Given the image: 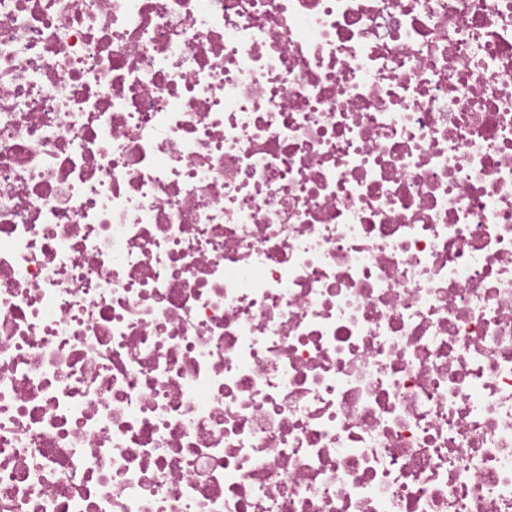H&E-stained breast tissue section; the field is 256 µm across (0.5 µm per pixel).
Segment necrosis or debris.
I'll use <instances>...</instances> for the list:
<instances>
[{
  "label": "necrosis or debris",
  "mask_w": 512,
  "mask_h": 512,
  "mask_svg": "<svg viewBox=\"0 0 512 512\" xmlns=\"http://www.w3.org/2000/svg\"><path fill=\"white\" fill-rule=\"evenodd\" d=\"M0 512H512V0H0Z\"/></svg>",
  "instance_id": "4bbe7bcc"
}]
</instances>
